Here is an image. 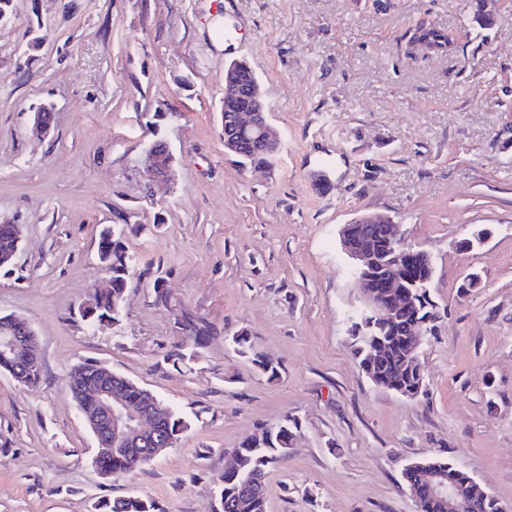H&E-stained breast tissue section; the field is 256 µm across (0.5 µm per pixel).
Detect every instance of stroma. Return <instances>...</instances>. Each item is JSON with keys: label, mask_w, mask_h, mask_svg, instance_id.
I'll return each instance as SVG.
<instances>
[{"label": "stroma", "mask_w": 512, "mask_h": 512, "mask_svg": "<svg viewBox=\"0 0 512 512\" xmlns=\"http://www.w3.org/2000/svg\"><path fill=\"white\" fill-rule=\"evenodd\" d=\"M492 8L483 28L474 0H13L0 224L23 240L0 273V316L33 325L43 378L0 372V512H93L129 494L214 512L226 455L288 417L302 432L267 477L268 512H417L402 471L424 459L512 507V0ZM423 21L448 32V52L410 43ZM234 60L282 137L264 170L224 150ZM39 106L53 116L41 139ZM159 137L176 176L148 188L139 165ZM364 213L434 261L439 320L415 398L374 385L350 336L362 295L339 230ZM113 224L151 275L119 324L90 327L75 312L105 279L98 236ZM157 276L172 308L156 303ZM179 314L210 338L175 367ZM242 330L276 378L234 350ZM86 359L187 416L178 445L102 479L68 389Z\"/></svg>", "instance_id": "35a3bbf8"}]
</instances>
